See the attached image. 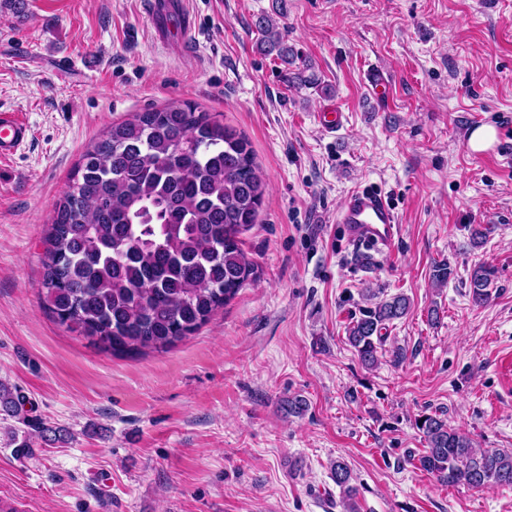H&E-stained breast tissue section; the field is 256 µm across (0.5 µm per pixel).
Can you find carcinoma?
I'll list each match as a JSON object with an SVG mask.
<instances>
[{
  "label": "carcinoma",
  "mask_w": 512,
  "mask_h": 512,
  "mask_svg": "<svg viewBox=\"0 0 512 512\" xmlns=\"http://www.w3.org/2000/svg\"><path fill=\"white\" fill-rule=\"evenodd\" d=\"M260 49L293 63L273 20L256 22ZM266 181L246 138L185 103L112 124L83 153L46 237L41 290L52 317L114 352L161 350L191 335L243 287L254 267L240 235L258 222ZM494 270L479 264L470 296L487 303ZM403 294L364 311L347 341L366 366L381 331L405 317ZM20 398L0 383V412ZM427 448L417 468L446 486L512 485V453L476 448L438 414L416 421ZM342 512H358L353 474L332 463Z\"/></svg>",
  "instance_id": "obj_1"
}]
</instances>
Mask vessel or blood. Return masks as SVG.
Returning a JSON list of instances; mask_svg holds the SVG:
<instances>
[{
	"label": "vessel or blood",
	"instance_id": "b4317fda",
	"mask_svg": "<svg viewBox=\"0 0 512 512\" xmlns=\"http://www.w3.org/2000/svg\"><path fill=\"white\" fill-rule=\"evenodd\" d=\"M30 127L21 113H0V159H7L23 148ZM345 224L350 237L359 243H369L381 250L391 249L398 235L396 215L376 190L357 189L345 199L337 216Z\"/></svg>",
	"mask_w": 512,
	"mask_h": 512
}]
</instances>
